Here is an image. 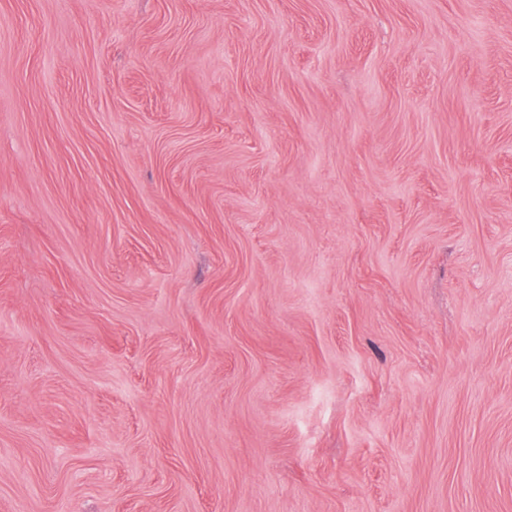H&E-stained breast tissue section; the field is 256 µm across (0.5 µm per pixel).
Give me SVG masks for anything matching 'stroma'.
<instances>
[{"mask_svg":"<svg viewBox=\"0 0 512 512\" xmlns=\"http://www.w3.org/2000/svg\"><path fill=\"white\" fill-rule=\"evenodd\" d=\"M0 512H512V0H0Z\"/></svg>","mask_w":512,"mask_h":512,"instance_id":"1","label":"stroma"}]
</instances>
